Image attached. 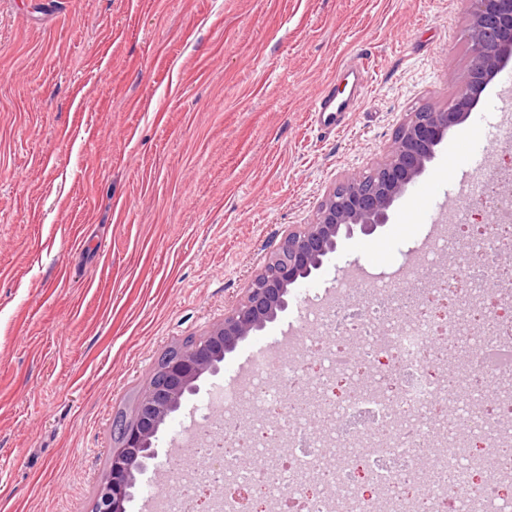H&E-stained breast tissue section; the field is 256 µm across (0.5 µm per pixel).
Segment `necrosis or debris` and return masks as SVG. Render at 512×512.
<instances>
[{
    "label": "necrosis or debris",
    "instance_id": "1",
    "mask_svg": "<svg viewBox=\"0 0 512 512\" xmlns=\"http://www.w3.org/2000/svg\"><path fill=\"white\" fill-rule=\"evenodd\" d=\"M424 261L468 240L485 264L452 268L402 293L371 278L305 299L303 336L288 356L261 359L248 383L192 412L190 461L156 512H503L512 501V223L474 228L449 210ZM493 276L495 293L480 280ZM464 404L475 433L456 434L445 408Z\"/></svg>",
    "mask_w": 512,
    "mask_h": 512
}]
</instances>
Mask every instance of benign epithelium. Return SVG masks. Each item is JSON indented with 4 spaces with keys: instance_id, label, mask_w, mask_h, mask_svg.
I'll return each mask as SVG.
<instances>
[{
    "instance_id": "obj_1",
    "label": "benign epithelium",
    "mask_w": 512,
    "mask_h": 512,
    "mask_svg": "<svg viewBox=\"0 0 512 512\" xmlns=\"http://www.w3.org/2000/svg\"><path fill=\"white\" fill-rule=\"evenodd\" d=\"M469 40L468 74L448 103L410 113L376 167L337 184L319 202L312 223L288 230L244 298L224 313V322L157 366L134 417L124 420L95 512H127L137 475L158 458L160 427L198 392L200 378L217 372L239 342L286 310L291 288L310 279L343 241L370 236L389 223L394 202L426 171L448 131L468 118L487 84L512 59V0H472Z\"/></svg>"
}]
</instances>
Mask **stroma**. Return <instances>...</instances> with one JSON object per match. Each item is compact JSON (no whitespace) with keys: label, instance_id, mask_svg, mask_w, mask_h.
<instances>
[{"label":"stroma","instance_id":"obj_1","mask_svg":"<svg viewBox=\"0 0 512 512\" xmlns=\"http://www.w3.org/2000/svg\"><path fill=\"white\" fill-rule=\"evenodd\" d=\"M29 19L18 24L13 12ZM469 0H0V512H92L117 416L161 357L240 301L288 228L388 152L467 71ZM370 82L345 127L309 114L340 66ZM497 74L390 222L344 241L296 296L349 268L417 262L425 216L504 150ZM423 220H415V213ZM300 325L291 305L192 404Z\"/></svg>","mask_w":512,"mask_h":512}]
</instances>
